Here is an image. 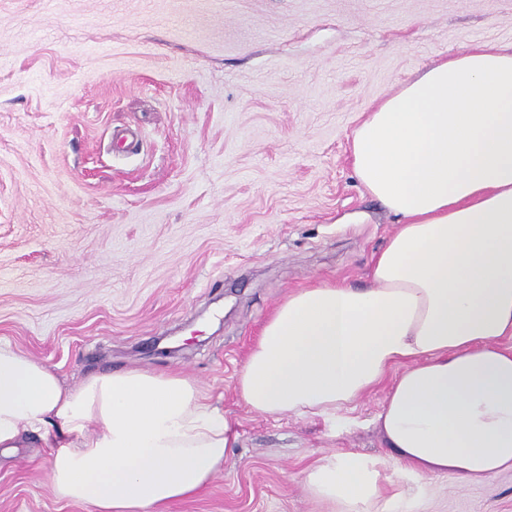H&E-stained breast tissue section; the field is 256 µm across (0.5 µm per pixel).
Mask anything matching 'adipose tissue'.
Segmentation results:
<instances>
[{
	"instance_id": "1",
	"label": "adipose tissue",
	"mask_w": 512,
	"mask_h": 512,
	"mask_svg": "<svg viewBox=\"0 0 512 512\" xmlns=\"http://www.w3.org/2000/svg\"><path fill=\"white\" fill-rule=\"evenodd\" d=\"M355 175L399 219L366 288L319 282L265 322L236 390L252 411L332 416L397 376L376 423L387 455L339 451L303 483L336 512H393L420 480L512 470V52L465 48L401 86L357 127ZM52 450L56 496L154 512L201 490L231 444L224 413L179 370L64 386L0 343V447Z\"/></svg>"
}]
</instances>
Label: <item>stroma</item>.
Returning <instances> with one entry per match:
<instances>
[{"label":"stroma","instance_id":"1","mask_svg":"<svg viewBox=\"0 0 512 512\" xmlns=\"http://www.w3.org/2000/svg\"><path fill=\"white\" fill-rule=\"evenodd\" d=\"M474 44L512 49V0H0V343L69 387L178 369L223 410V469L157 512H327L304 471L384 454L392 377L327 418L253 412L236 376L288 294L367 284L397 220L353 132ZM49 464L0 448V512H95ZM424 486L398 512H512L511 470Z\"/></svg>","mask_w":512,"mask_h":512}]
</instances>
